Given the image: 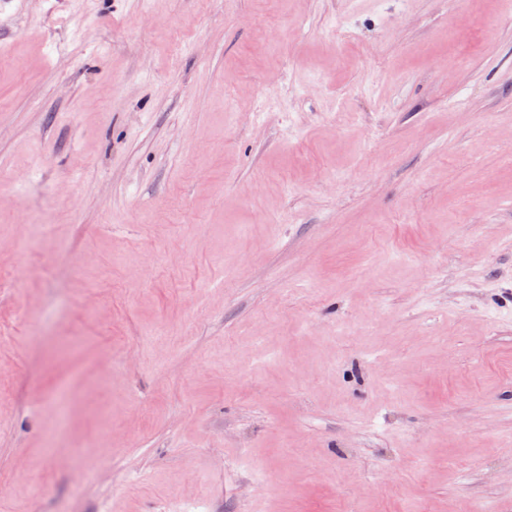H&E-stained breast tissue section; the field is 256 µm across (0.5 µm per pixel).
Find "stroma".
Listing matches in <instances>:
<instances>
[{
  "mask_svg": "<svg viewBox=\"0 0 512 512\" xmlns=\"http://www.w3.org/2000/svg\"><path fill=\"white\" fill-rule=\"evenodd\" d=\"M512 512V0H0V512Z\"/></svg>",
  "mask_w": 512,
  "mask_h": 512,
  "instance_id": "stroma-1",
  "label": "stroma"
}]
</instances>
